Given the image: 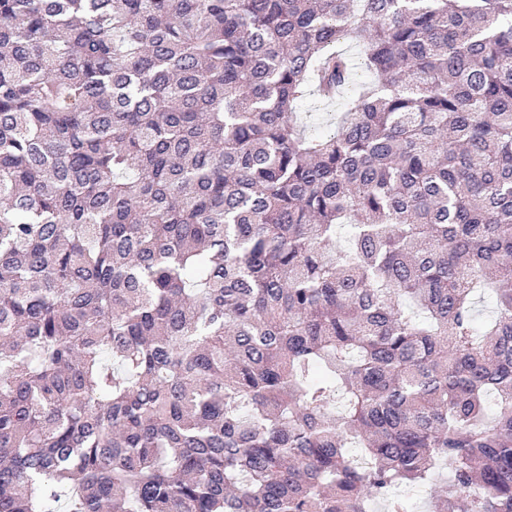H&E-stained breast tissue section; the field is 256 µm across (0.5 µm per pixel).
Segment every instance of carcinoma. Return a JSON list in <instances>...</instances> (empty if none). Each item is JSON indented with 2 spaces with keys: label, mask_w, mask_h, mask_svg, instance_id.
Wrapping results in <instances>:
<instances>
[{
  "label": "carcinoma",
  "mask_w": 512,
  "mask_h": 512,
  "mask_svg": "<svg viewBox=\"0 0 512 512\" xmlns=\"http://www.w3.org/2000/svg\"><path fill=\"white\" fill-rule=\"evenodd\" d=\"M442 463L430 512H512V0H0V512ZM341 101L334 99L332 101H320L316 96H309L304 99L297 112H301L302 122L306 126L307 132L313 135H321L313 131L308 115H311L313 125L319 129H326V122L331 123V128L336 129L337 117L341 112Z\"/></svg>",
  "instance_id": "1"
}]
</instances>
